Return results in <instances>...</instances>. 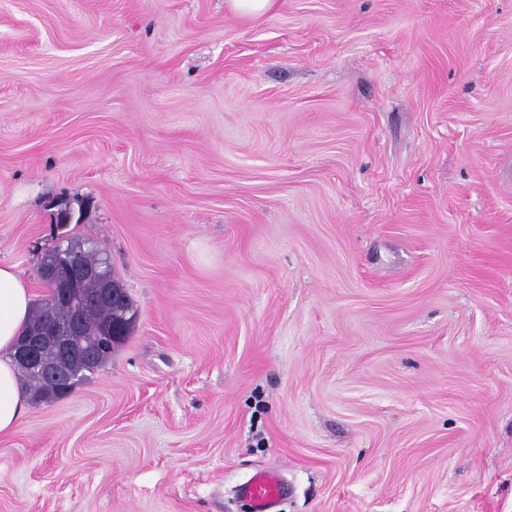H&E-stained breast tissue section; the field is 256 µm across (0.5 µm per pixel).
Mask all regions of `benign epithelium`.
Listing matches in <instances>:
<instances>
[{
  "instance_id": "1",
  "label": "benign epithelium",
  "mask_w": 512,
  "mask_h": 512,
  "mask_svg": "<svg viewBox=\"0 0 512 512\" xmlns=\"http://www.w3.org/2000/svg\"><path fill=\"white\" fill-rule=\"evenodd\" d=\"M70 278L66 283L45 280V288L52 297L71 310L70 318L63 323H49L43 328L24 336L17 348V361L40 374L45 380L53 383L70 385L74 378L65 368V362L74 355L83 357L88 367L95 364L96 346L80 338L82 318L85 310L91 305L109 304L113 309L121 310L125 298L120 290L109 283L98 286L96 293L88 296L84 293L82 282L90 276V271L82 265V260L75 254L69 255ZM56 340L59 356L53 361L45 359L42 344L48 338Z\"/></svg>"
}]
</instances>
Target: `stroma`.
<instances>
[{
    "mask_svg": "<svg viewBox=\"0 0 512 512\" xmlns=\"http://www.w3.org/2000/svg\"><path fill=\"white\" fill-rule=\"evenodd\" d=\"M79 214L66 229L54 202ZM138 308L0 512H512V0H0V262ZM277 0H225L224 7L242 18H261L275 10ZM242 494L248 501L251 512H276L282 489L279 476L274 469H261L243 486Z\"/></svg>",
    "mask_w": 512,
    "mask_h": 512,
    "instance_id": "35a3bbf8",
    "label": "stroma"
}]
</instances>
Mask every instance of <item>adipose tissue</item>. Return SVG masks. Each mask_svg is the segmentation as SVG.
Returning <instances> with one entry per match:
<instances>
[{
  "mask_svg": "<svg viewBox=\"0 0 512 512\" xmlns=\"http://www.w3.org/2000/svg\"><path fill=\"white\" fill-rule=\"evenodd\" d=\"M33 293L14 265L0 263V438L11 436L28 410V398L13 359L28 326Z\"/></svg>",
  "mask_w": 512,
  "mask_h": 512,
  "instance_id": "ef3b65f1",
  "label": "adipose tissue"
}]
</instances>
